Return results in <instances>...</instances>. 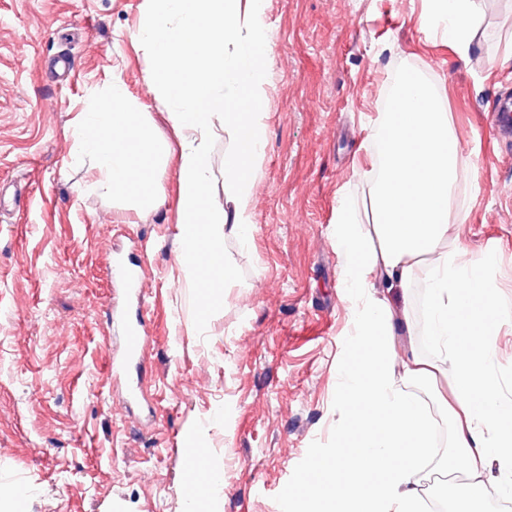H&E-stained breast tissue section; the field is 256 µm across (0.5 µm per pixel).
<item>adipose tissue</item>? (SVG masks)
<instances>
[{
    "mask_svg": "<svg viewBox=\"0 0 512 512\" xmlns=\"http://www.w3.org/2000/svg\"><path fill=\"white\" fill-rule=\"evenodd\" d=\"M263 0H143L135 34L152 61V90L168 104L167 121L180 139L175 158L182 226L179 262L190 287L200 285L196 257L206 254L215 283L226 285V230L248 235L258 160L266 137ZM424 26L453 54L469 59L481 14L476 0H423ZM406 91L374 123L376 154L362 173L368 203L349 196L336 206V246L345 258L343 280L354 299L351 323L359 356L342 366L344 419L337 454L345 471L336 491L310 487L314 512H420L414 480L428 463L435 419L407 389L448 373L439 398L448 421L444 466L465 488L512 471V392L492 366L491 335L508 318L494 298L488 258L459 259L452 208L461 148L442 101L412 72ZM80 150L101 172L91 188L154 207L163 197L152 178L158 151L143 113L113 83L108 99L81 113ZM224 137L225 203L211 198V146ZM423 285L428 334L436 362L418 350L398 353L395 324L410 322V289Z\"/></svg>",
    "mask_w": 512,
    "mask_h": 512,
    "instance_id": "obj_1",
    "label": "adipose tissue"
}]
</instances>
